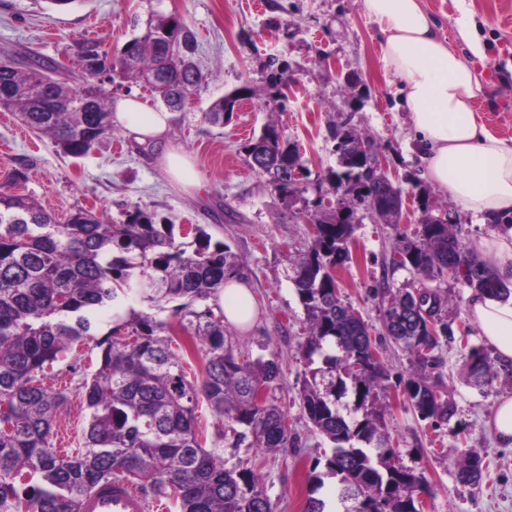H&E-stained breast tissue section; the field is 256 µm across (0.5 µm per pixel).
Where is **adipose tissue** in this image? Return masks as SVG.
<instances>
[{"instance_id": "ef3b65f1", "label": "adipose tissue", "mask_w": 512, "mask_h": 512, "mask_svg": "<svg viewBox=\"0 0 512 512\" xmlns=\"http://www.w3.org/2000/svg\"><path fill=\"white\" fill-rule=\"evenodd\" d=\"M456 23L469 44L464 60L440 38L420 0H363L381 33V61L396 78L410 125L421 149L424 177L447 191L461 210L484 224H497L475 247L498 276L512 283V145L491 133L475 112L483 94L473 63L485 50L465 0H451ZM167 111H150L128 97L115 106V120L135 141L163 142L171 123ZM224 321L241 331L257 323L258 311L248 281L232 278L220 294ZM470 315L500 363L512 364V297L476 294Z\"/></svg>"}]
</instances>
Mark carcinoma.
Masks as SVG:
<instances>
[{"label":"carcinoma","mask_w":512,"mask_h":512,"mask_svg":"<svg viewBox=\"0 0 512 512\" xmlns=\"http://www.w3.org/2000/svg\"><path fill=\"white\" fill-rule=\"evenodd\" d=\"M193 31L174 14L151 17L145 30L110 57L106 73L83 74L79 88L60 78L55 62L29 58L0 72V106L28 128L51 138L67 156L80 157L115 132L112 103L102 89L113 76L140 79L170 111L182 109L203 76L194 55ZM90 95L94 110H45L50 100ZM235 100L222 97L203 113L224 125ZM335 152L346 147L375 153L373 142L354 128H336ZM251 169L268 176L287 199L299 191L298 150L281 142L273 125L245 145ZM353 183L355 206L368 205L386 177L362 166L332 173ZM355 211L313 216L311 246L288 258L307 324L303 355L309 366L299 390L310 423L331 445L326 474L338 478L336 499L344 512H422L426 483L397 457L383 415L375 408L388 380L365 322L338 296L332 268L350 259ZM176 225L156 224L138 206L121 224L79 208L58 224L30 196L0 193V512H81L80 505L103 483L122 480L135 490L149 487L172 500L178 512H273L260 474L224 460V436L275 454L288 447V417L276 404L281 376L276 358H253L225 333L224 313L199 302L218 300L229 277L245 276L244 264L222 242L211 243L201 226L194 240L176 241ZM393 262L417 276L420 287L393 294L383 315L386 335L409 353L414 373L404 394L423 420L448 423L455 402L425 374L439 364L436 350L448 337L444 297L429 283L448 275V264L466 269L463 280L478 293L507 298L512 286L467 251L451 225L424 219L414 237L397 240ZM132 306L110 331L96 334V314ZM175 300L174 320L156 318ZM436 326L430 335L427 324ZM96 352L97 367L79 387L87 427L83 448L63 456L53 428L68 395L42 382L46 366L76 343ZM200 357V375L188 378L189 356ZM476 387L496 375L488 353L466 354ZM352 397V403L345 402ZM205 403L222 421L212 440L198 431L196 411ZM483 460L469 454L456 478L476 487Z\"/></svg>","instance_id":"obj_1"}]
</instances>
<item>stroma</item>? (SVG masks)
Returning <instances> with one entry per match:
<instances>
[{
	"label": "stroma",
	"mask_w": 512,
	"mask_h": 512,
	"mask_svg": "<svg viewBox=\"0 0 512 512\" xmlns=\"http://www.w3.org/2000/svg\"><path fill=\"white\" fill-rule=\"evenodd\" d=\"M467 5L488 55L477 67L486 91L475 110L490 132L512 143V0H467ZM157 13L176 14L192 29L204 75L184 110L175 113L165 145L140 144L121 132L72 158L0 109V191L38 199L61 222L85 207L119 224L138 206L159 224L201 225L212 241L237 254L260 308L259 321L242 333V344L252 356L278 358L275 395L288 413L295 443L272 456L236 445L229 435L224 458L231 464L255 460L274 512H303L313 469L330 446L313 431L298 399L307 371L302 356L307 326L286 268L290 254L312 241V215L328 213L341 194L330 176L338 168L333 128L346 125L368 135L389 177L403 189L402 211L397 223L384 224L358 209L351 259L334 274L343 301L380 340L389 379L376 406L403 465L432 488L426 512H512V448L499 447L485 426L498 399L512 396V377L498 375L481 390L467 382L466 349L485 345L469 314L472 289L453 278L437 284L448 298L455 339L442 343L441 362L429 375L442 381L457 405L448 424L438 427L418 418L403 393L413 372L409 355L384 335L391 290L411 287L414 280L409 270L392 267L400 234L415 232L424 217L448 211L465 247L495 227L458 212L448 192L424 179L398 86L381 62L378 27L362 0H73L56 8L47 0H0V58L38 53L59 62L70 85L78 87L80 42L93 39L115 52ZM244 86L250 97L229 122L214 127L204 121L211 102ZM269 124L298 148L303 164L300 191L288 199L246 162L245 144ZM165 148L192 160L201 181L194 193H185L159 165ZM17 168L26 169V182H12ZM89 371L88 357L73 352L45 379L69 396L54 432L67 435L74 449L86 426L78 388ZM471 453L489 465L475 488L456 480L458 461Z\"/></svg>",
	"instance_id": "obj_1"
}]
</instances>
